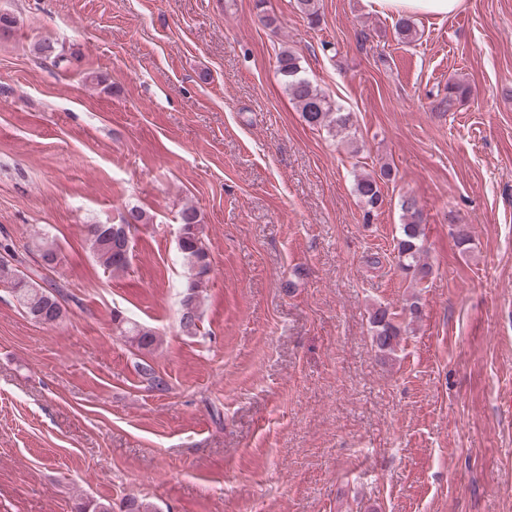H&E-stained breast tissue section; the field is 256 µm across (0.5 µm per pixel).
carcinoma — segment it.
Listing matches in <instances>:
<instances>
[{
	"instance_id": "obj_1",
	"label": "carcinoma",
	"mask_w": 512,
	"mask_h": 512,
	"mask_svg": "<svg viewBox=\"0 0 512 512\" xmlns=\"http://www.w3.org/2000/svg\"><path fill=\"white\" fill-rule=\"evenodd\" d=\"M278 71L284 81L285 89L291 100L302 112L305 121L312 127H329L338 132L352 126V116L342 112L304 76L299 57L289 50H283L277 57ZM470 94L469 87L459 83H448V96L439 102V108L452 111L458 103ZM391 177V169L380 167L378 173L357 179L355 189L364 201L367 210L365 216L377 209L383 202L381 181ZM401 210L405 223L402 224L401 238L397 244L400 268L412 274L413 280L420 282L431 274V268L422 262L425 251L422 224L423 212L418 201L405 195L401 199ZM181 236L179 249L184 263L195 270L194 279L189 281L186 293L181 301L182 313L180 325L187 335L196 334L199 320V297L204 277L210 269L209 253L203 236L202 224L197 210L190 206L180 213ZM147 223L146 214L132 207L121 216L119 224L87 225L86 241L95 262L110 273H126L131 268L132 250L123 249L121 234L130 223ZM23 271L11 261L0 259V284L12 287V294L24 312L35 322L52 326L61 320L66 308L64 295L56 284L41 285L32 277L21 278ZM373 342L378 351L387 356L395 351L401 335V326L396 322V314L385 307L376 308L371 314ZM120 335L143 355L152 353L160 344L161 337L146 326L120 319L117 322ZM139 373L150 386L158 391L169 389L168 382L145 361L137 363ZM119 512H158L157 507L144 499L125 497L120 501Z\"/></svg>"
}]
</instances>
